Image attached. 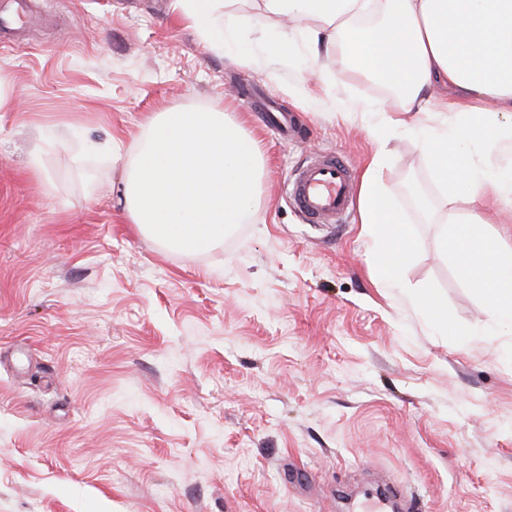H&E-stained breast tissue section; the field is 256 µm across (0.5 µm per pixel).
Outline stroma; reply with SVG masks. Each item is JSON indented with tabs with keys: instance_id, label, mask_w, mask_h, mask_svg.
Masks as SVG:
<instances>
[{
	"instance_id": "1",
	"label": "stroma",
	"mask_w": 512,
	"mask_h": 512,
	"mask_svg": "<svg viewBox=\"0 0 512 512\" xmlns=\"http://www.w3.org/2000/svg\"><path fill=\"white\" fill-rule=\"evenodd\" d=\"M31 2L35 40L0 51V512H376L357 492L375 475L424 512H512V335L440 246L471 204L355 111L381 87L332 54L308 74L303 45L269 59L254 34L239 64L158 0ZM255 85L306 140L253 120ZM166 108L226 112L265 159V207L202 255L143 235L118 193ZM373 129L414 240L393 283L361 212L307 224L285 198L312 153L365 172ZM424 289L468 336L430 325Z\"/></svg>"
}]
</instances>
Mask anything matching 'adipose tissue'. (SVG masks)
<instances>
[{"label":"adipose tissue","mask_w":512,"mask_h":512,"mask_svg":"<svg viewBox=\"0 0 512 512\" xmlns=\"http://www.w3.org/2000/svg\"><path fill=\"white\" fill-rule=\"evenodd\" d=\"M205 44L248 62L235 0H178ZM259 12L302 20L275 36L252 23L268 58L287 56L297 41L335 53L340 67L395 86L391 128L417 135L435 181L449 198L475 204L448 238L464 278L483 296L490 321L512 333V248L487 233L481 207L512 206V172L492 173L488 158L512 139V0H261ZM453 113L434 127L421 114ZM379 148L361 185L363 221L378 252L375 274L397 279L411 252V234L379 171Z\"/></svg>","instance_id":"obj_1"}]
</instances>
